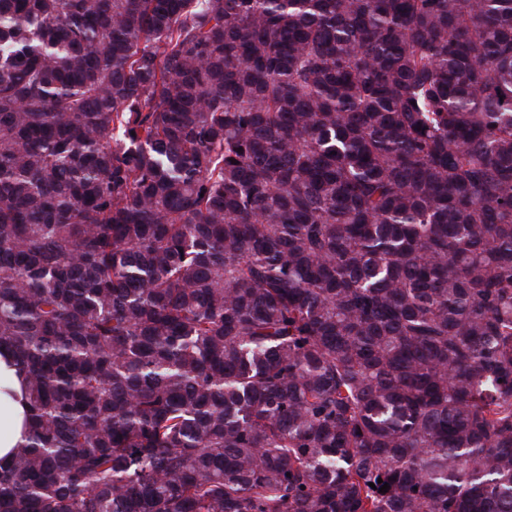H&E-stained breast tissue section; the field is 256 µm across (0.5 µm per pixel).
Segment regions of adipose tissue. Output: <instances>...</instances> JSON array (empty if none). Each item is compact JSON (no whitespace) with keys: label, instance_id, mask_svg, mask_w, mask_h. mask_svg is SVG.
Instances as JSON below:
<instances>
[{"label":"adipose tissue","instance_id":"adipose-tissue-1","mask_svg":"<svg viewBox=\"0 0 512 512\" xmlns=\"http://www.w3.org/2000/svg\"><path fill=\"white\" fill-rule=\"evenodd\" d=\"M28 431L26 384L9 351L0 352V462L9 463Z\"/></svg>","mask_w":512,"mask_h":512}]
</instances>
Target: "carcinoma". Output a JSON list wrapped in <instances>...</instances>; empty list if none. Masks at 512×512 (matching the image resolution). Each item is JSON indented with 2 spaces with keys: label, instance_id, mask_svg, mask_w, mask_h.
<instances>
[{
  "label": "carcinoma",
  "instance_id": "obj_1",
  "mask_svg": "<svg viewBox=\"0 0 512 512\" xmlns=\"http://www.w3.org/2000/svg\"><path fill=\"white\" fill-rule=\"evenodd\" d=\"M1 347L0 512H512V0H0ZM26 384L9 351L0 355V462L5 465L28 431Z\"/></svg>",
  "mask_w": 512,
  "mask_h": 512
}]
</instances>
